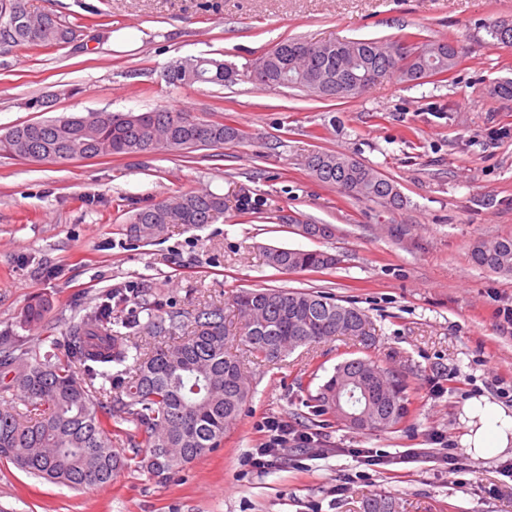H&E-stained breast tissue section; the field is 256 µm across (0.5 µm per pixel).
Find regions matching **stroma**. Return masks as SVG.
Listing matches in <instances>:
<instances>
[{
  "label": "stroma",
  "mask_w": 512,
  "mask_h": 512,
  "mask_svg": "<svg viewBox=\"0 0 512 512\" xmlns=\"http://www.w3.org/2000/svg\"><path fill=\"white\" fill-rule=\"evenodd\" d=\"M32 11L79 24L78 41L52 51L0 50V133L90 111L148 112L166 105L242 128L243 142L188 154L152 153L90 161L30 163L0 155V332L50 351L101 296L127 294L122 319L132 341L149 335L141 291L151 286L188 312L215 304L228 321L243 288L326 290L353 302L375 329L370 355L403 377L409 413L397 428L364 432L322 421L310 395L336 364L357 356L339 337L272 365L248 364L250 397L219 448L160 480L141 469L111 483L72 489L0 461V512H362L387 497L397 512H512L501 453L398 463L440 438L462 448L481 426L469 417L484 398L512 412V328L497 315L512 302V275L479 268L481 241L512 237V100L490 95L512 77V48L491 46L484 28L512 23V0H27ZM416 33L463 52L447 81L389 79L352 99L300 89L170 83L178 60L212 57L245 68L287 38L397 40ZM52 96L51 106L31 100ZM350 155L393 180L398 208L357 200L316 181L308 156ZM248 190L262 203L241 213ZM209 190L229 203L217 223L126 236L137 209L167 196ZM329 224L305 237L288 217ZM270 246L338 255L320 273H279ZM48 312L25 319L35 300ZM278 420L310 437L261 468L251 458ZM384 457L368 465L357 451Z\"/></svg>",
  "instance_id": "35a3bbf8"
}]
</instances>
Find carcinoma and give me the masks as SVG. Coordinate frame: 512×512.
Returning a JSON list of instances; mask_svg holds the SVG:
<instances>
[{
	"label": "carcinoma",
	"mask_w": 512,
	"mask_h": 512,
	"mask_svg": "<svg viewBox=\"0 0 512 512\" xmlns=\"http://www.w3.org/2000/svg\"><path fill=\"white\" fill-rule=\"evenodd\" d=\"M23 0H0V38L21 48L58 46L77 26L57 16L19 8ZM491 45H512V23L488 25ZM396 42L377 39L306 41L284 39L246 68L248 79L269 88H297L327 99L358 95L391 76L410 83L443 78L460 63L453 42L417 41L405 55ZM171 81L231 84L238 69L220 60L186 58L170 70ZM186 113L157 108L142 118L129 112L103 118L100 112L58 116L17 125L0 138V152L20 160L43 163L58 154L99 157L139 156L200 149L196 129L183 122ZM210 144L224 147L246 137L242 129L211 121ZM310 174L358 200L392 208L403 205L397 185L376 169L336 151H321L306 160ZM224 196L210 191L171 195L135 213L125 234L145 238L174 225L213 224L224 217ZM473 262L494 273L512 274V237L476 245ZM266 264L279 272H321L335 268L336 255L321 250L272 247ZM116 290L75 325L63 349L64 361L37 350L14 353L16 341L0 335V394L8 392L25 404L42 407L39 417L20 409L0 410V457L19 470L71 488L104 485L128 467L129 459L112 449V436L135 425L146 448L140 468L165 479L172 472L221 445L249 398L246 362L276 363L298 347L335 336L374 343L371 322L353 303L345 304L322 291L263 288L238 292L233 303L242 321L245 355L228 352L230 333L224 309L208 305L195 314L167 306L152 288L143 305L150 312L154 336L175 339L155 351L128 342L121 329L129 323L112 319L120 305ZM133 361L128 379L112 377V365ZM376 386L373 400L354 401L361 422L350 427L383 432L396 428L408 414L405 382L372 357H356L336 365L333 375L312 400L322 414L336 413V395L352 389L353 381ZM363 512H396L386 497H373Z\"/></svg>",
	"instance_id": "obj_1"
}]
</instances>
